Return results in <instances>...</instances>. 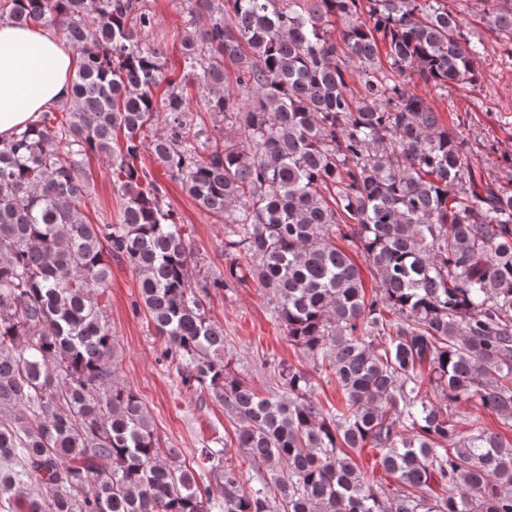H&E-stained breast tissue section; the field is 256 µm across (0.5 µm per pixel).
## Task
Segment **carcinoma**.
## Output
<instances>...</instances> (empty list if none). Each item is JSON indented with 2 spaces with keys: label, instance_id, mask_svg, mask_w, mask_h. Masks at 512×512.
<instances>
[{
  "label": "carcinoma",
  "instance_id": "carcinoma-1",
  "mask_svg": "<svg viewBox=\"0 0 512 512\" xmlns=\"http://www.w3.org/2000/svg\"><path fill=\"white\" fill-rule=\"evenodd\" d=\"M185 4L209 14L182 40L208 88L193 111L144 39L147 0H0V21L57 28L79 57L69 102L0 142V461L17 463L0 470V504L512 512V440L460 431L453 413L473 402L512 429V181L474 164L461 125L406 82L475 89L482 48L448 0ZM484 15L512 54V0H486ZM145 149L224 224L227 276L191 277L189 235L138 165ZM100 155L123 199L115 224L84 213ZM337 235L362 246L374 294ZM114 258L136 274L172 374L237 421L253 484L227 444L160 459L146 402L118 376ZM250 279L341 405L316 402L290 364L267 397L228 369L206 299ZM362 448L395 488L367 478Z\"/></svg>",
  "mask_w": 512,
  "mask_h": 512
}]
</instances>
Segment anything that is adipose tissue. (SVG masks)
Wrapping results in <instances>:
<instances>
[{"label":"adipose tissue","mask_w":512,"mask_h":512,"mask_svg":"<svg viewBox=\"0 0 512 512\" xmlns=\"http://www.w3.org/2000/svg\"><path fill=\"white\" fill-rule=\"evenodd\" d=\"M73 52L44 29L0 22V141L69 100Z\"/></svg>","instance_id":"1"}]
</instances>
